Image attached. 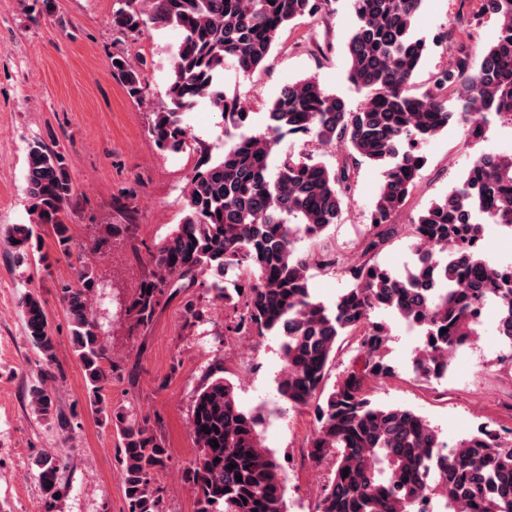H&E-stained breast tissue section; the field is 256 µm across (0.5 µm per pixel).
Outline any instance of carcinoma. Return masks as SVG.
I'll return each mask as SVG.
<instances>
[{"instance_id":"1","label":"carcinoma","mask_w":512,"mask_h":512,"mask_svg":"<svg viewBox=\"0 0 512 512\" xmlns=\"http://www.w3.org/2000/svg\"><path fill=\"white\" fill-rule=\"evenodd\" d=\"M119 2L112 25L123 34L149 24L182 32L165 100L152 111L156 145L180 151L189 137L185 116L202 102L224 120L222 154L195 171L182 222L152 256L150 276L125 308L132 325L148 326L164 295L198 284L233 309L228 334L283 337L277 392L287 405L314 410L308 456L332 461L314 512H512L511 434L485 428L450 446L426 416L379 404L366 389L369 381L395 376L380 312L420 336L411 362L420 381L445 376L457 352L479 335L488 307L496 309L498 336L512 349V263L482 250L485 225L512 229V155L476 156L445 197L411 223H396L426 165L425 143L451 125L478 142L491 119L512 122V0H467L470 8L454 21L461 34L454 39V63L431 74L420 95L410 88L429 49L414 32L422 0H351L357 24L347 43L348 78L366 92L363 105L353 109L306 77L281 89L261 127L251 125L245 100L224 89L226 63L244 73L264 66L285 26L329 12L332 0ZM485 17L498 21L497 36L477 54L474 30ZM112 61L129 96L143 98L139 67L122 57ZM286 133L335 149L336 167L310 155L279 154ZM364 165L383 169V182L358 262L348 269L350 285L328 309L312 298L307 272L335 260L328 253H300L295 242L300 233L316 240L339 222ZM26 181L30 223L12 225L3 243L19 263H44L45 229L59 253L77 256V281L63 286L61 301L89 404L99 423L119 436L127 512H162L154 473L166 465L169 449L147 421L113 408L103 394L123 367L112 359L94 310L101 282L82 253H74L67 224L74 185L64 155L33 142ZM404 229L415 260L396 275L374 257ZM117 232L112 224L102 226L91 251L100 252ZM229 275L235 280L228 287ZM20 305L26 334L45 365L29 390L30 409L47 424L61 423L46 388L56 362L45 302L29 291ZM344 337L355 339L361 366L329 386L328 366ZM223 373V363L215 362L190 411L198 454L185 475L196 491V512H287L282 466L261 441L259 418L239 407L237 388ZM60 466L52 456L37 460L48 498L59 492Z\"/></svg>"}]
</instances>
